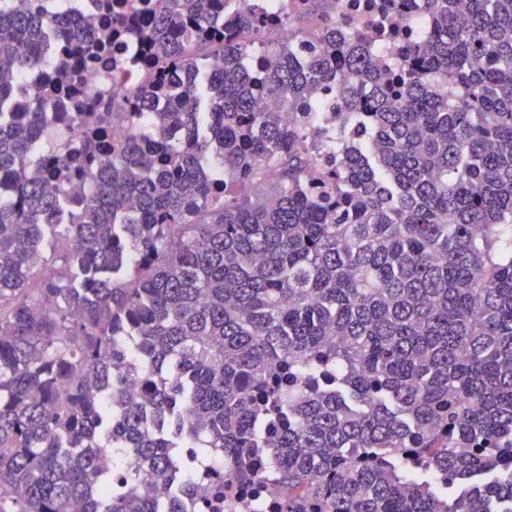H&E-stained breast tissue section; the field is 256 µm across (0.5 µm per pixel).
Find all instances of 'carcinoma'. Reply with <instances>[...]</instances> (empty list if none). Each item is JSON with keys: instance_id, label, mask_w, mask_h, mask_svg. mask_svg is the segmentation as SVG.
<instances>
[{"instance_id": "cac0c4a2", "label": "carcinoma", "mask_w": 512, "mask_h": 512, "mask_svg": "<svg viewBox=\"0 0 512 512\" xmlns=\"http://www.w3.org/2000/svg\"><path fill=\"white\" fill-rule=\"evenodd\" d=\"M92 2L0 0V512H159L189 447L280 512L512 504V0ZM124 477H118V486L125 494H129L134 488L141 489L147 482V476L142 472L133 456H130L124 465Z\"/></svg>"}]
</instances>
